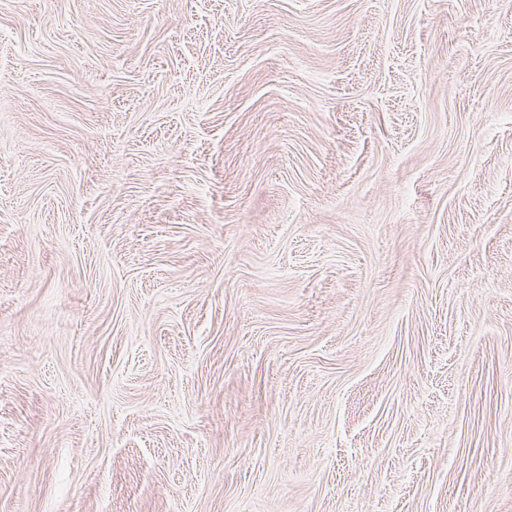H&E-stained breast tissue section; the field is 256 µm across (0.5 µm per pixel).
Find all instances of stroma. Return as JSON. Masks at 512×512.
Here are the masks:
<instances>
[{
  "label": "stroma",
  "instance_id": "1",
  "mask_svg": "<svg viewBox=\"0 0 512 512\" xmlns=\"http://www.w3.org/2000/svg\"><path fill=\"white\" fill-rule=\"evenodd\" d=\"M0 512H512V0H0Z\"/></svg>",
  "mask_w": 512,
  "mask_h": 512
}]
</instances>
